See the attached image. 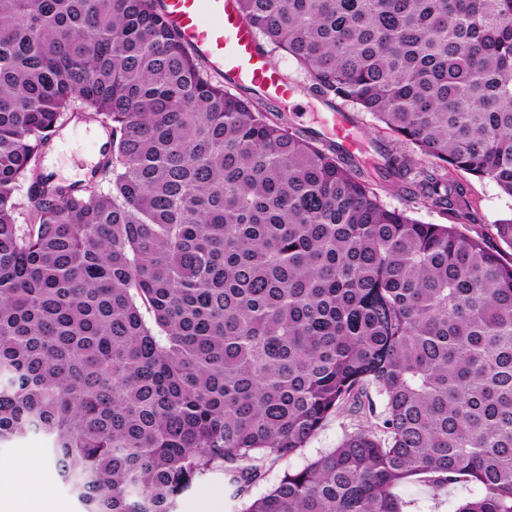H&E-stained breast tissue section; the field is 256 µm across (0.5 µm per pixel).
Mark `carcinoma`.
Listing matches in <instances>:
<instances>
[{"label":"carcinoma","mask_w":512,"mask_h":512,"mask_svg":"<svg viewBox=\"0 0 512 512\" xmlns=\"http://www.w3.org/2000/svg\"><path fill=\"white\" fill-rule=\"evenodd\" d=\"M239 6L434 160L384 153L414 203L455 209L451 169L512 196V0ZM75 119L105 191L40 169ZM366 164L228 92L157 0H0V444L42 435L83 512H175L212 473L240 512H404L414 480L512 512V259ZM347 407L375 422L244 499Z\"/></svg>","instance_id":"carcinoma-1"}]
</instances>
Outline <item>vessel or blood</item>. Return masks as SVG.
I'll return each mask as SVG.
<instances>
[{
    "label": "vessel or blood",
    "mask_w": 512,
    "mask_h": 512,
    "mask_svg": "<svg viewBox=\"0 0 512 512\" xmlns=\"http://www.w3.org/2000/svg\"><path fill=\"white\" fill-rule=\"evenodd\" d=\"M164 16L180 40L192 47L214 75L231 87L248 86L273 101L294 98L295 91L260 49L237 0H160ZM324 134L349 153L360 150L350 117L333 109Z\"/></svg>",
    "instance_id": "b4317fda"
}]
</instances>
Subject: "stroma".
I'll use <instances>...</instances> for the list:
<instances>
[{"label":"stroma","instance_id":"stroma-1","mask_svg":"<svg viewBox=\"0 0 512 512\" xmlns=\"http://www.w3.org/2000/svg\"><path fill=\"white\" fill-rule=\"evenodd\" d=\"M272 62L280 69L285 79L294 84L297 96L293 103H269V116L293 131H314L320 129L322 119L330 108L329 102L316 96L310 83L294 59L283 50L271 53ZM344 112L353 118L356 135L362 143L363 154L372 160H380L381 150H394L407 155L421 165L429 160L411 145L397 142L389 134L380 132L376 121L368 113L351 105H344ZM70 138L64 141L60 150V166L52 172L55 181L69 184L74 176L95 157L93 124L69 122ZM451 182L463 190V202L459 209L438 212L425 208H413L404 193L390 190L387 183H379L377 192L389 207L412 210L415 218L426 224H458L472 236L484 237L490 245H497L498 239L493 226L499 220L512 216V197L502 193L491 181L478 179L466 172L454 170L449 174ZM357 417L339 414L326 423L317 437L311 441L304 454L293 457L288 464H277L263 481L252 487L251 497L263 495L282 475L285 468H299L320 453L336 447L344 433L357 428ZM44 443L36 436H30L0 448V467L10 468L15 464L29 465L38 480H49L52 488V506L55 512H80V506L68 488L62 483L54 464L43 451ZM469 484H455L441 492L433 490L422 482L404 485L399 493L407 503V512H454L456 504L474 494ZM237 501L231 497V490L222 475L213 474L194 484L177 501L176 512H237Z\"/></svg>","mask_w":512,"mask_h":512}]
</instances>
